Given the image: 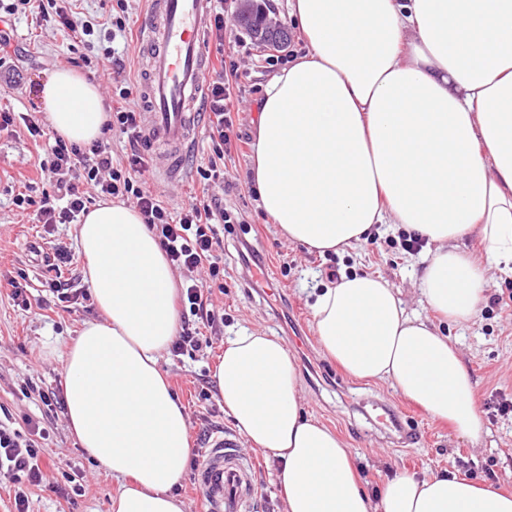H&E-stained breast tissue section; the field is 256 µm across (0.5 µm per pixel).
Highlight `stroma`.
Returning <instances> with one entry per match:
<instances>
[{
	"label": "stroma",
	"mask_w": 512,
	"mask_h": 512,
	"mask_svg": "<svg viewBox=\"0 0 512 512\" xmlns=\"http://www.w3.org/2000/svg\"><path fill=\"white\" fill-rule=\"evenodd\" d=\"M272 48L252 38L238 18L224 25V63L235 66L239 79V105L233 112L239 149L224 161V207L238 221L219 229L223 242L224 289L213 294L224 315V325L205 353L190 357L163 353L159 368L182 404L189 424L195 460L187 462L173 492L185 512H205L196 485L199 463L204 460V438L215 431L235 438L239 432L225 413L212 380L213 369L224 353V342L241 329L259 330L279 337L286 345L297 372L302 411L337 432L351 448L360 477L371 491L401 471L427 476L442 470L466 475L480 483L512 491V414L494 411L499 398L512 399V307L484 305L473 322L465 325L438 321L441 332L459 349L475 382L477 406L486 433L479 445L430 420L419 408L402 399L385 382H368L348 376L323 353L315 334L311 305L316 294L341 275L379 273L401 291L408 311L423 307L416 288L423 270L420 254L401 249L396 239L401 225H375L365 241L341 254L319 256L288 242L262 214L251 179L255 149L257 103L278 73L268 64ZM17 74L6 82L0 74V107L27 112L42 107V90L50 75L69 68L70 42L46 22L19 17L9 49ZM42 143L25 130L0 132V275L27 284L31 294L47 299L48 280L60 278L74 288L84 287V260L74 255L61 271L48 268L44 258L53 240L77 244L73 224L42 226L22 213L14 198L25 185L49 189L36 169ZM249 246L261 267L245 265L239 258ZM94 300L63 308L47 304L24 311L15 306L8 289L0 288V418H10L15 428L35 421L49 433L40 456L45 485L31 488L30 512H110L112 498L122 486L78 444L66 419L55 418L41 395L64 379L68 346L83 324L102 320ZM208 397H201V390ZM391 403L401 414L411 441L396 447L388 435H372L365 417L373 401ZM242 454L257 462L255 492L249 512H284L277 486V464L260 450L241 444ZM75 477L82 493L73 499L59 496L54 484Z\"/></svg>",
	"instance_id": "stroma-1"
}]
</instances>
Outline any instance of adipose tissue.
<instances>
[{"mask_svg":"<svg viewBox=\"0 0 512 512\" xmlns=\"http://www.w3.org/2000/svg\"><path fill=\"white\" fill-rule=\"evenodd\" d=\"M306 44L267 84L251 163L259 205L290 243L342 253L374 225L398 224L429 249L418 292L464 324L490 272L512 277V0H288ZM53 131L87 145L107 114L98 85L54 72ZM477 235L481 259L460 249ZM77 242L106 316L69 347L64 396L79 444L131 478L112 512H184L172 494L189 428L158 362L175 338L176 280L138 212L104 202ZM326 354L350 376L385 381L478 444L474 381L453 343L407 312L378 273L342 276L312 306ZM238 432L280 464L285 512H512V493L449 472L402 473L378 493L339 436L304 417L298 375L277 337L244 330L213 373Z\"/></svg>","mask_w":512,"mask_h":512,"instance_id":"1","label":"adipose tissue"}]
</instances>
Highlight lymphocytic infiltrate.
I'll return each mask as SVG.
<instances>
[{
    "label": "lymphocytic infiltrate",
    "mask_w": 512,
    "mask_h": 512,
    "mask_svg": "<svg viewBox=\"0 0 512 512\" xmlns=\"http://www.w3.org/2000/svg\"><path fill=\"white\" fill-rule=\"evenodd\" d=\"M116 7L117 14L102 23L73 10L71 0H0V14L29 12L52 23L60 33L81 39L83 50L73 58V66L102 73L116 61V37L130 32L127 0H116ZM112 87L120 104L107 106L102 136L90 145L72 143L56 134L46 135L36 113L19 118L32 137L47 140L39 168L54 191L38 198L18 194L15 204L19 209L32 210L39 224L78 223L97 197L132 204L158 238L170 265L184 276L180 302L186 317L214 325L218 316L210 307V291L197 273L204 268L210 279H223L224 262L216 227L236 221L224 208V155L235 138L230 109L233 80L218 71L208 82L203 108L208 115L212 149L207 160L196 166L192 177L201 192L175 208L162 193L147 188L144 180L153 159L139 147L142 109L136 101V81L125 76L113 80ZM115 135L125 141V151L120 156L113 153L110 144ZM46 436V431L37 426L24 433L0 421V473L21 475L30 485H41L45 475L39 442Z\"/></svg>",
    "instance_id": "1"
}]
</instances>
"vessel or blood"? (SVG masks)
<instances>
[{"instance_id":"vessel-or-blood-1","label":"vessel or blood","mask_w":512,"mask_h":512,"mask_svg":"<svg viewBox=\"0 0 512 512\" xmlns=\"http://www.w3.org/2000/svg\"><path fill=\"white\" fill-rule=\"evenodd\" d=\"M213 0H149L141 19L140 95L147 105L141 138L163 148V182L181 180L199 142L200 111L210 72L208 33ZM197 484L207 512H247L254 467L236 442L211 436Z\"/></svg>"}]
</instances>
